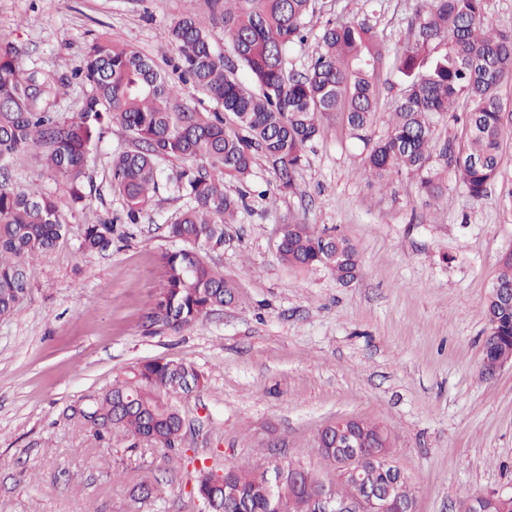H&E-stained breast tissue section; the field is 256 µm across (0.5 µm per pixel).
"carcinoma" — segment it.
Instances as JSON below:
<instances>
[{"label": "carcinoma", "mask_w": 512, "mask_h": 512, "mask_svg": "<svg viewBox=\"0 0 512 512\" xmlns=\"http://www.w3.org/2000/svg\"><path fill=\"white\" fill-rule=\"evenodd\" d=\"M316 0H211V16L188 15L164 31L176 51L172 71L215 101L201 111L181 101L171 76L151 59L110 36L94 40L74 78L87 86L79 112L52 110L66 94L68 79L22 64V49L0 42V317L29 295V261L54 248L66 233V211L88 197L87 162L105 130L116 125L134 147L112 158L109 185L125 203L124 222L137 224L162 184L188 199L167 225L183 247L163 254L166 284L147 315L149 326L178 331L210 312L232 306L233 282L207 260L224 248V225L246 206V192L224 191V177L244 181L261 157L278 175L283 190L296 189L304 150L324 119L340 115L351 138L370 146L366 164L380 185L403 172L419 178L433 198L446 193L444 173L454 169L469 195L479 200L497 178L507 130L499 87L512 82V28L500 29L485 17L486 0H420L411 38L394 59L405 78L404 92L391 112L385 136L371 142L378 112L377 66L384 54L371 28L329 22L318 50L303 73L288 68V48L306 37L305 19ZM224 26L230 52L212 45V28ZM245 67L253 86L237 76ZM467 112L465 142L434 138L435 118L454 114L460 100ZM35 152L64 185L58 197L7 184L3 162ZM192 160L163 177L160 163ZM114 223L100 218L84 227L80 249L104 254L112 249ZM292 269L329 268L344 284L359 274V253L347 239L310 224H287L277 247ZM490 334L484 359L512 352V309L486 300ZM200 385L194 367L175 359L144 364L132 381L114 385L92 405L73 415L100 440L117 434L176 450L184 418L175 400ZM360 433L389 452L388 431L360 421ZM368 479L408 499L405 483L390 470L371 468ZM321 475L291 460L249 467L233 461L221 475L203 473L195 490L209 512H304L306 488ZM338 499L354 488L342 476L330 482Z\"/></svg>", "instance_id": "1"}]
</instances>
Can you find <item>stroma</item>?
Masks as SVG:
<instances>
[{
	"label": "stroma",
	"instance_id": "1",
	"mask_svg": "<svg viewBox=\"0 0 512 512\" xmlns=\"http://www.w3.org/2000/svg\"><path fill=\"white\" fill-rule=\"evenodd\" d=\"M209 3L0 0V40L22 48L25 66L58 76L71 77L85 47L106 35L164 68L175 56L164 30L208 15ZM417 5L316 0L309 37L288 66L305 71L327 22L372 25L385 48L372 135L384 136L403 92L394 55ZM131 147L121 129L104 134L88 163L95 190L86 210L67 213L65 236L29 265V295L0 318V512H207L193 491L197 468L286 458L323 470L315 437L342 417L389 431L414 512H458L471 493L512 494V366L491 378L482 372L484 305L512 251V134L486 196L472 199L450 170L436 200L408 174L376 184L363 143L339 116L325 119L305 149L297 192L280 191L261 159L246 181L225 178L226 192L248 190V207L209 259L240 300L178 331L148 327L146 315L164 289L161 257L179 247L166 227L185 199L159 191L140 223L117 225L108 255L79 248L87 212L121 214L108 174L113 156ZM10 175L61 191L32 154L16 157ZM288 223L349 239L357 280L283 265L277 244ZM159 358L182 360L203 379L177 400L181 453L101 441L73 418L72 406L90 405Z\"/></svg>",
	"mask_w": 512,
	"mask_h": 512
}]
</instances>
